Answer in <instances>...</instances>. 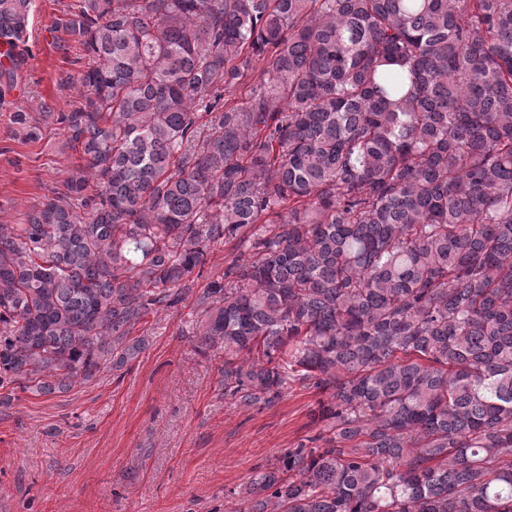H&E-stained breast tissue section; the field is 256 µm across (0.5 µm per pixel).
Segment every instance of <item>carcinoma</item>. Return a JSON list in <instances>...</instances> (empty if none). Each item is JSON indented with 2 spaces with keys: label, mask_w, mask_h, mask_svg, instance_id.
I'll use <instances>...</instances> for the list:
<instances>
[{
  "label": "carcinoma",
  "mask_w": 512,
  "mask_h": 512,
  "mask_svg": "<svg viewBox=\"0 0 512 512\" xmlns=\"http://www.w3.org/2000/svg\"><path fill=\"white\" fill-rule=\"evenodd\" d=\"M30 6L0 0L1 107ZM55 28L80 101L13 123L84 164L0 224V388L128 364L229 244L197 298L224 394H327L239 512H512V0H80Z\"/></svg>",
  "instance_id": "obj_1"
}]
</instances>
